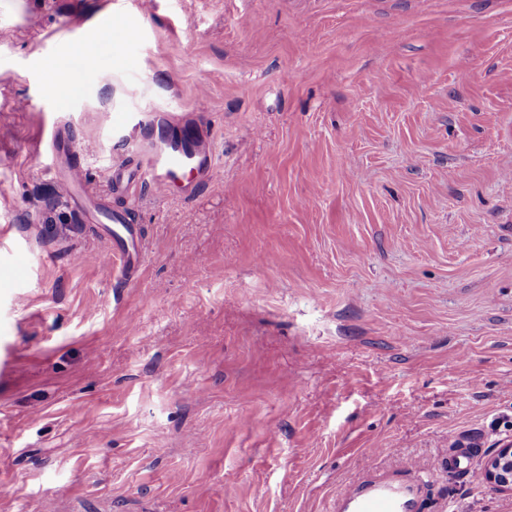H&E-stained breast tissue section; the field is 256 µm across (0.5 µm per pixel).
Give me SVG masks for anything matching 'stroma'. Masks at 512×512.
<instances>
[{
	"mask_svg": "<svg viewBox=\"0 0 512 512\" xmlns=\"http://www.w3.org/2000/svg\"><path fill=\"white\" fill-rule=\"evenodd\" d=\"M156 114L213 146L191 195L111 185ZM454 437L512 441V0H0V512H330L393 469L512 512ZM113 226L105 225V232L112 240V249L124 261L125 267L131 271L142 250V239L139 230L133 224L117 214H112Z\"/></svg>",
	"mask_w": 512,
	"mask_h": 512,
	"instance_id": "35a3bbf8",
	"label": "stroma"
}]
</instances>
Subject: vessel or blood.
Instances as JSON below:
<instances>
[{"label":"vessel or blood","instance_id":"b4317fda","mask_svg":"<svg viewBox=\"0 0 512 512\" xmlns=\"http://www.w3.org/2000/svg\"><path fill=\"white\" fill-rule=\"evenodd\" d=\"M213 153L199 136L189 131L169 133L158 144L143 148L134 176L150 184L160 196L181 189L189 172L206 180L213 170ZM105 232L112 249L126 268H133L142 250V239L135 225L113 216ZM419 481L398 473H371L344 485L336 494L332 512H421Z\"/></svg>","mask_w":512,"mask_h":512}]
</instances>
